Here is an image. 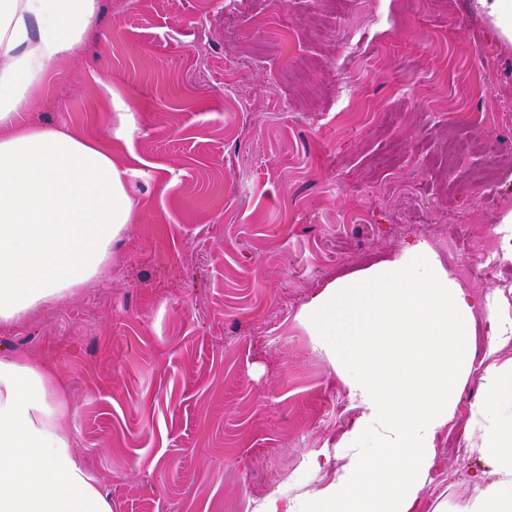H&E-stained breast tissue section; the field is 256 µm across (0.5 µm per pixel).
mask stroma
Masks as SVG:
<instances>
[{"mask_svg":"<svg viewBox=\"0 0 512 512\" xmlns=\"http://www.w3.org/2000/svg\"><path fill=\"white\" fill-rule=\"evenodd\" d=\"M107 84L135 125L120 155L142 219L103 278L1 331L0 357L62 371L112 512L304 494V458L354 412L298 314L418 242L450 272L471 225L512 235V44L471 0H100L29 117L110 139ZM459 284L475 322L512 319V282ZM482 399L471 378L417 512L463 505L488 471L464 438Z\"/></svg>","mask_w":512,"mask_h":512,"instance_id":"obj_1","label":"stroma"}]
</instances>
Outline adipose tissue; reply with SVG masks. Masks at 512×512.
<instances>
[{"mask_svg": "<svg viewBox=\"0 0 512 512\" xmlns=\"http://www.w3.org/2000/svg\"><path fill=\"white\" fill-rule=\"evenodd\" d=\"M99 9V0H0V328L94 281L113 240L140 221L111 144L27 117ZM473 307L423 241L304 305L317 351L360 413L341 452L306 460L314 476L335 469L330 482L307 495L271 493L253 512H414L436 437L475 370L484 396L470 450L491 472L463 512H512V367L495 359L512 344V320L497 323L476 365ZM71 416L58 368L0 358V512H112L75 452Z\"/></svg>", "mask_w": 512, "mask_h": 512, "instance_id": "1", "label": "adipose tissue"}]
</instances>
